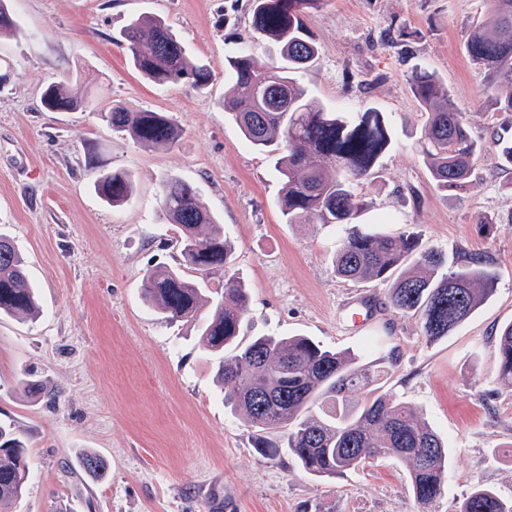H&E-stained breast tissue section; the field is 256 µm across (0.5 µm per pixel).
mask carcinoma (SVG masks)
Returning <instances> with one entry per match:
<instances>
[{
  "instance_id": "1",
  "label": "carcinoma",
  "mask_w": 512,
  "mask_h": 512,
  "mask_svg": "<svg viewBox=\"0 0 512 512\" xmlns=\"http://www.w3.org/2000/svg\"><path fill=\"white\" fill-rule=\"evenodd\" d=\"M323 2L252 0L253 37L274 43L279 60L266 62L249 52L229 58L233 93L220 103L250 145L272 154L282 184L280 207L289 224L351 223L363 209L353 185L376 174L392 143L382 113L317 107L294 76L318 56L305 18ZM19 31L8 0H0V39ZM114 42L155 85L186 83L203 90L211 82L209 65L192 58L159 17L129 18ZM466 50L484 72L485 90L501 110L512 112V0H491V19L469 29ZM88 91L75 71L46 85L41 104L51 112L76 111L85 107ZM411 91L428 112L420 152L433 181L445 190L465 187L483 144L471 135L463 109L434 73L415 68ZM100 116L112 131L155 149L175 147L182 135L178 123L161 112H131L114 103L100 109ZM494 145L498 158L512 165V139L500 135ZM94 187L112 207L128 204L134 192L132 175L123 169L100 171ZM161 197L163 216L175 228L186 264L201 275L229 270L230 245L194 184L169 178ZM332 264L344 279L391 282L390 304L418 316L429 341L448 336L493 292V277L481 256L450 267L444 253L423 249L419 235L410 231L353 229L340 239ZM142 296L172 322L195 320L203 304H211L212 314L201 325L202 349L218 362L224 404L259 429L254 448L261 456L273 458L285 448L315 477H335L367 461L392 458L408 467L418 512H432L448 478V448L411 405L383 390L377 375L358 365L357 356L303 335L244 341L240 332L250 314V296L231 276L224 289L214 291L179 267L154 268L144 277ZM36 313V288L25 258L0 234V316ZM498 357L497 379L512 387V322L499 335ZM354 390L365 391L364 399L352 402ZM81 463L94 480L108 476L106 462L92 452ZM28 475L27 445L11 426L0 424V503L19 499ZM457 512H512V500L479 487Z\"/></svg>"
}]
</instances>
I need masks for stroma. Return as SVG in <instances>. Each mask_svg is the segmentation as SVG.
I'll return each mask as SVG.
<instances>
[{
  "label": "stroma",
  "instance_id": "obj_1",
  "mask_svg": "<svg viewBox=\"0 0 512 512\" xmlns=\"http://www.w3.org/2000/svg\"><path fill=\"white\" fill-rule=\"evenodd\" d=\"M23 34L0 43L13 66L0 88V232L28 265L42 313L0 317V422L29 451L23 497L6 512H415L408 469L381 459L336 478L305 472L287 453L268 459L254 428L224 406L217 369L200 348L197 321L170 323L142 299L148 269L182 263L162 215L160 183L183 178L224 227L231 271L248 288L243 335L301 333L361 356L380 383L412 404L448 445L447 484L433 512H455L478 486L512 500V387L497 383V336L512 321V166L493 134L512 138L470 60L465 32L489 17V0H324L306 18L319 59L298 72L311 100L339 112H382L393 145L355 193L364 231L412 228L449 260L483 255L491 296L448 337L428 341L418 317L388 302L387 282L336 277L340 226L286 223L281 181L219 103L237 49L272 59L251 38L250 0H11ZM162 18L213 82L203 91L156 86L112 41L139 14ZM435 73L485 145L462 190L439 189L417 141L426 114L410 75ZM92 82L89 107L48 112L44 87L73 70ZM172 115L177 148L153 150L113 135L99 116L113 101ZM134 179L131 204L94 192L100 169ZM489 225H479V218ZM370 296L374 318L356 329L348 306ZM40 382L29 394L20 383ZM110 464L89 479L83 453Z\"/></svg>",
  "mask_w": 512,
  "mask_h": 512
}]
</instances>
